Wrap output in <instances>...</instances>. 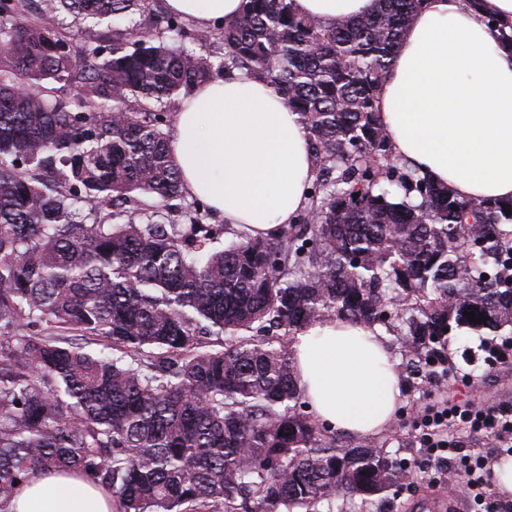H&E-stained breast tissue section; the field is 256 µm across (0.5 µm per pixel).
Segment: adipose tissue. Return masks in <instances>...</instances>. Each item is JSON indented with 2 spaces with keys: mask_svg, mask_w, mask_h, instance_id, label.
<instances>
[{
  "mask_svg": "<svg viewBox=\"0 0 512 512\" xmlns=\"http://www.w3.org/2000/svg\"><path fill=\"white\" fill-rule=\"evenodd\" d=\"M207 29L235 20L242 0H165ZM296 12L330 25L366 15L375 0H293ZM512 0H423L384 75L377 105L396 159L473 200L512 199ZM184 190L253 237L272 238L308 204L315 176L308 132L263 78L234 71L197 87L169 139ZM297 387L310 412L336 432L366 437L394 418L400 377L376 326L323 319L290 345ZM9 512H112L89 479L35 475Z\"/></svg>",
  "mask_w": 512,
  "mask_h": 512,
  "instance_id": "obj_1",
  "label": "adipose tissue"
}]
</instances>
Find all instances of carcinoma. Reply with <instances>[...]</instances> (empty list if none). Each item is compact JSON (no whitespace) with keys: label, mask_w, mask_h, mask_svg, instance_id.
Masks as SVG:
<instances>
[{"label":"carcinoma","mask_w":512,"mask_h":512,"mask_svg":"<svg viewBox=\"0 0 512 512\" xmlns=\"http://www.w3.org/2000/svg\"><path fill=\"white\" fill-rule=\"evenodd\" d=\"M421 3L377 0L323 26L292 0H245L216 58L115 29L87 50L73 112L56 96L75 72L57 14L99 23L150 0H49L31 20L23 0H0V512L52 470L92 478L115 512H314L404 478L303 410L288 344L319 319H404L410 354L438 368L454 330L512 329V202L461 199L393 165L376 107ZM152 27L200 39L174 14ZM235 69L269 78L301 116L316 173L277 237L217 249L200 217L166 224L137 202L183 195L168 103ZM108 207L112 223H86ZM46 333H49L51 336H56L58 340L64 345L69 342H75L79 343L86 352H89L93 355L112 356V350L105 347V342L102 340V338L92 336L84 337L79 335L82 333L57 327L49 328Z\"/></svg>","instance_id":"1"}]
</instances>
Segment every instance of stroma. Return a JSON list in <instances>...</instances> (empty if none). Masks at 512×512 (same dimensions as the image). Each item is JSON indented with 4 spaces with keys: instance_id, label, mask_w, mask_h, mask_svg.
Here are the masks:
<instances>
[{
    "instance_id": "1",
    "label": "stroma",
    "mask_w": 512,
    "mask_h": 512,
    "mask_svg": "<svg viewBox=\"0 0 512 512\" xmlns=\"http://www.w3.org/2000/svg\"><path fill=\"white\" fill-rule=\"evenodd\" d=\"M164 0H152L148 12L117 17L102 23L62 13V33L71 38L76 54L111 41L115 28L134 26L148 32L153 14L164 11ZM389 348L401 375L398 414L374 440L386 454L400 461L411 481L397 493L381 499L345 501L342 512H512V495L500 492L496 474H489L483 504H476L460 480L452 484L430 485L422 467L426 456L419 443L421 419L436 400L445 398L454 404L476 403L484 409H512V362L489 360L477 332L455 331L448 344V356L454 366L446 379L432 381L415 375L396 332L387 334Z\"/></svg>"
}]
</instances>
